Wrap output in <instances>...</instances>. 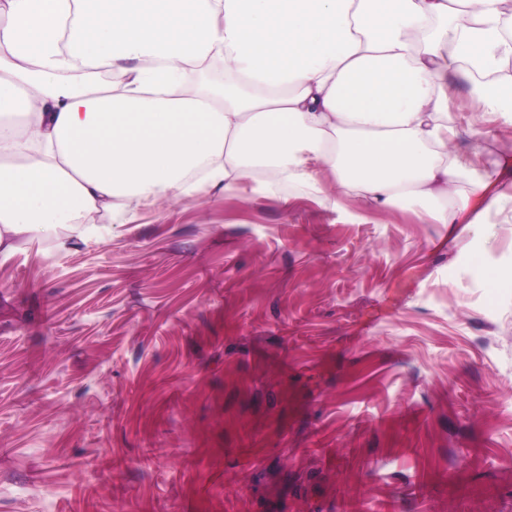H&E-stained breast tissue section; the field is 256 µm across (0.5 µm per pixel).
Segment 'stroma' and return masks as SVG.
Returning a JSON list of instances; mask_svg holds the SVG:
<instances>
[{"label": "stroma", "instance_id": "stroma-1", "mask_svg": "<svg viewBox=\"0 0 512 512\" xmlns=\"http://www.w3.org/2000/svg\"><path fill=\"white\" fill-rule=\"evenodd\" d=\"M243 192L0 257V512H512V223Z\"/></svg>", "mask_w": 512, "mask_h": 512}]
</instances>
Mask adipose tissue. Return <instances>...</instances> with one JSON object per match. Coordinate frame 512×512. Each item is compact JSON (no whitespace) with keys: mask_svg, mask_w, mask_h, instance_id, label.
<instances>
[{"mask_svg":"<svg viewBox=\"0 0 512 512\" xmlns=\"http://www.w3.org/2000/svg\"><path fill=\"white\" fill-rule=\"evenodd\" d=\"M512 0H6L0 8V255L67 231L100 241L164 198L262 178L371 214L512 223L485 166L512 128ZM438 27L423 44L411 30ZM229 87L181 90L206 62ZM118 70L117 82L99 81ZM464 90L480 113L451 110ZM470 178L473 189L455 186ZM70 205H61L59 190Z\"/></svg>","mask_w":512,"mask_h":512,"instance_id":"obj_1","label":"adipose tissue"}]
</instances>
